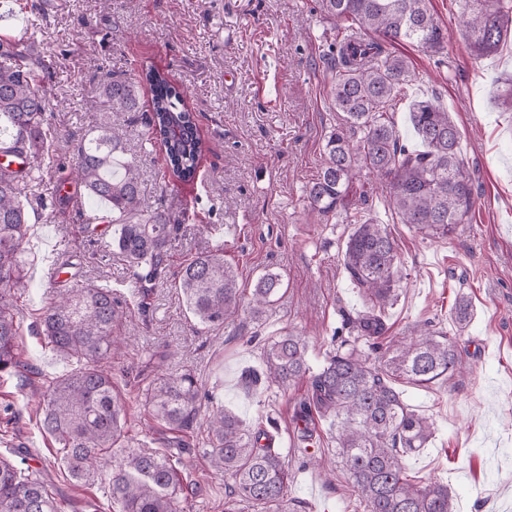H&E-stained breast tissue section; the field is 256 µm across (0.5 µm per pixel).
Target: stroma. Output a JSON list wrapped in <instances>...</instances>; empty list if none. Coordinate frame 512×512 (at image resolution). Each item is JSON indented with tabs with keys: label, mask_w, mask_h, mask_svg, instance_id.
<instances>
[{
	"label": "stroma",
	"mask_w": 512,
	"mask_h": 512,
	"mask_svg": "<svg viewBox=\"0 0 512 512\" xmlns=\"http://www.w3.org/2000/svg\"><path fill=\"white\" fill-rule=\"evenodd\" d=\"M432 8L448 46L437 55L405 47L415 79L393 117L414 147L413 103L448 109L474 183L469 220L450 237H427L397 222L371 175L357 173L353 190L366 193L368 212L391 232L406 274L387 313L389 335L405 336L418 324L447 333L467 365L446 383L400 384L404 400L435 427L428 448L407 457V470L447 484L455 512H512V112L498 101L512 82V35L496 54L475 57L462 35L460 0H432ZM35 13L39 48L52 65L51 97L63 103L47 115L63 134L55 146L61 162L74 163L78 140L94 126L102 70L134 78L144 64L185 90L210 149L195 180H172L163 148L144 136L151 95L142 92V109L125 126L124 157L139 169L145 205H163L182 227L165 274L149 289L119 254H108L113 224L103 205L87 196L78 206L59 202L55 170L31 197L26 278L17 292L18 352L29 370L0 380V454L25 460L51 487L60 512H117L107 481L83 485L69 476L33 396L71 367L37 336L42 309L59 291L91 280L111 287L119 311L113 330L125 342L112 355V380L126 404L129 438L149 451L186 447L182 477L198 493L184 512H224L228 494L227 478L197 445L198 432L171 431L144 406L143 392L157 377L186 369L212 403L272 436L293 475L288 496L296 512H363L335 462L329 421L313 424L332 472L314 466L297 437L294 408L307 382L258 394L244 384L263 370L268 338L286 328L306 336L316 370L335 337L354 335L369 308L342 265L349 217L320 219L307 201L325 140L341 121L330 105L325 62L335 24L315 12L314 0H0V35H22ZM87 215L97 219L91 236L82 231ZM216 247L237 269L243 291L265 269L282 272L283 293L261 320L208 330L187 313L175 286L178 268ZM461 296L473 307L462 327L451 317Z\"/></svg>",
	"instance_id": "1"
}]
</instances>
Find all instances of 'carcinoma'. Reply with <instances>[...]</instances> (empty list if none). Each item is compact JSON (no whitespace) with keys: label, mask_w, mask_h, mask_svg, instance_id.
I'll use <instances>...</instances> for the list:
<instances>
[{"label":"carcinoma","mask_w":512,"mask_h":512,"mask_svg":"<svg viewBox=\"0 0 512 512\" xmlns=\"http://www.w3.org/2000/svg\"><path fill=\"white\" fill-rule=\"evenodd\" d=\"M463 35L479 56L493 53L512 28V0H461ZM319 11L360 35L343 34L332 44L331 105L343 123L325 140V163L309 184L313 211L329 217L356 210L343 267L362 290L370 309L355 322L357 336L340 341L317 373H310L309 346L298 333L286 332L264 347V370L245 377L251 390L275 386L286 392L306 380L308 400L295 410L296 422L313 413L331 420L336 453L348 485L361 494L366 512H454L448 486L421 483L407 474L404 458L427 447L435 430L417 413L393 382L427 387L450 380L461 357L448 336L428 329L382 344V314L398 298L401 281L394 239L387 229L363 216L365 201H349L355 170L385 184L387 204L406 224L432 237H448L465 223L475 203L472 180L459 150V130L449 112L430 100L413 104L411 119L422 148L410 149L392 112L404 85L413 81L409 58L395 51L416 44L441 53L448 44L430 8V0H317ZM35 34L0 36V155L21 158L29 168L0 163V377L24 367L17 349V290L26 277L24 254L31 211L28 199L43 182L42 170L54 167L49 149L58 132L47 122L53 103L39 72L50 64L36 53ZM148 87L150 111L144 125L149 142L165 148L169 169L182 182L194 180L208 149L186 92L165 71L149 66L133 80L107 71L97 90L104 109L96 135L77 143L70 175L84 193L107 205L124 221L112 243L149 288L161 275L169 246L183 228L171 222L159 204L144 208L140 172L120 157L122 124L128 112H140L139 91ZM281 272L260 274L244 298L224 249L207 250L187 260L176 288L186 310L211 329L246 313L258 320L278 301ZM472 314L462 297L453 307L462 326ZM116 309L112 290L92 282L61 292L44 310L37 335L51 349L74 361L75 368L43 387L41 427L62 452L77 482L110 476L112 502L119 512H180L192 495L184 485L182 458L131 449L124 433L125 405L112 386L105 361L120 337L112 335ZM196 374L186 369L151 385L145 394L153 419L176 430L206 432L204 455L212 467L232 479L229 497L260 509L286 512L292 473L281 453L266 442L262 429L245 426L224 406L202 403ZM0 512H60L55 498L36 475L14 460L0 457Z\"/></svg>","instance_id":"carcinoma-1"}]
</instances>
